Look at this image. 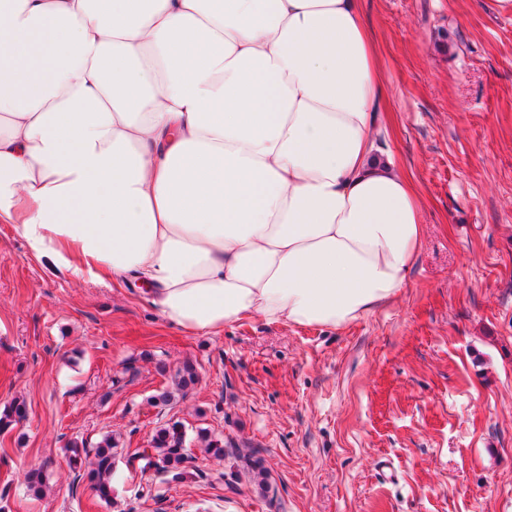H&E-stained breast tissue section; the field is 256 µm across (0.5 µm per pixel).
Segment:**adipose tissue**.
I'll return each instance as SVG.
<instances>
[{
	"label": "adipose tissue",
	"mask_w": 512,
	"mask_h": 512,
	"mask_svg": "<svg viewBox=\"0 0 512 512\" xmlns=\"http://www.w3.org/2000/svg\"><path fill=\"white\" fill-rule=\"evenodd\" d=\"M360 0H0V224L192 335L343 328L422 247Z\"/></svg>",
	"instance_id": "1"
}]
</instances>
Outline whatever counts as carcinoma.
<instances>
[{"label": "carcinoma", "instance_id": "1", "mask_svg": "<svg viewBox=\"0 0 512 512\" xmlns=\"http://www.w3.org/2000/svg\"><path fill=\"white\" fill-rule=\"evenodd\" d=\"M198 380L196 367L186 362L174 372L172 387L152 396L150 402L155 406H169L178 398L184 397ZM26 415L25 400L13 399L0 410V433L13 430ZM196 439L205 453L215 457L232 456L240 461L259 489L264 493L268 492L267 471L262 459L254 452H244L233 444L226 448L224 439L205 428L197 431ZM121 447V435L107 433L93 446L83 438H73L65 448V454L69 465L78 471L79 479L87 483L99 498L109 500L113 494L114 459ZM188 459L186 428L182 422L171 419L156 427L147 448H138L127 456V467L137 468L142 473L153 468L155 473L166 477V481L179 482L183 479Z\"/></svg>", "mask_w": 512, "mask_h": 512}]
</instances>
